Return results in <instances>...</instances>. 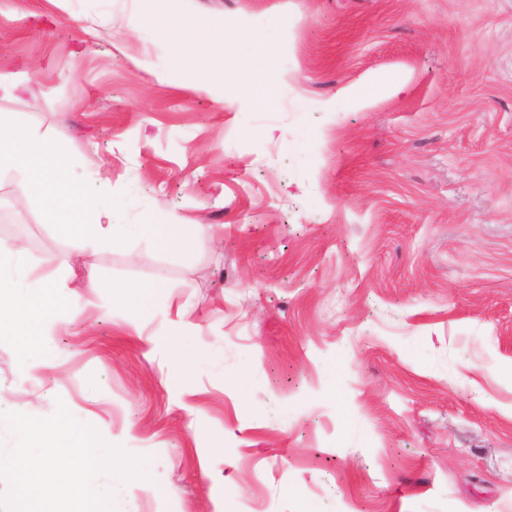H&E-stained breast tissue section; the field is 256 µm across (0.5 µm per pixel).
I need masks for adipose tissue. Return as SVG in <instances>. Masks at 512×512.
<instances>
[{"label": "adipose tissue", "instance_id": "adipose-tissue-1", "mask_svg": "<svg viewBox=\"0 0 512 512\" xmlns=\"http://www.w3.org/2000/svg\"><path fill=\"white\" fill-rule=\"evenodd\" d=\"M135 27L144 38L160 34L170 39L165 61L169 75L199 90H223L224 26L199 20L182 10L179 0H166L161 12L137 17ZM66 160L57 148L0 113V167L22 171L25 194L40 202L49 223L73 238L77 249H95L126 240L130 231L158 241L169 249L180 245L176 224H106L107 211L99 195L83 191L61 175ZM25 256L20 243L0 240V315L8 318L7 328L29 342L35 359H45V338L52 328L40 300L31 298L24 282Z\"/></svg>", "mask_w": 512, "mask_h": 512}]
</instances>
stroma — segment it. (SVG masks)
Returning a JSON list of instances; mask_svg holds the SVG:
<instances>
[{
  "mask_svg": "<svg viewBox=\"0 0 512 512\" xmlns=\"http://www.w3.org/2000/svg\"><path fill=\"white\" fill-rule=\"evenodd\" d=\"M229 24L216 107L131 31L140 0H0V113L62 146L113 224L211 225L187 252H75L0 169V240L31 290L74 267L81 312L0 411L64 402L145 480L133 512H512V0H181ZM405 84L368 105L370 77ZM165 282L132 316L131 284ZM193 323L182 387L168 335Z\"/></svg>",
  "mask_w": 512,
  "mask_h": 512,
  "instance_id": "35a3bbf8",
  "label": "stroma"
}]
</instances>
